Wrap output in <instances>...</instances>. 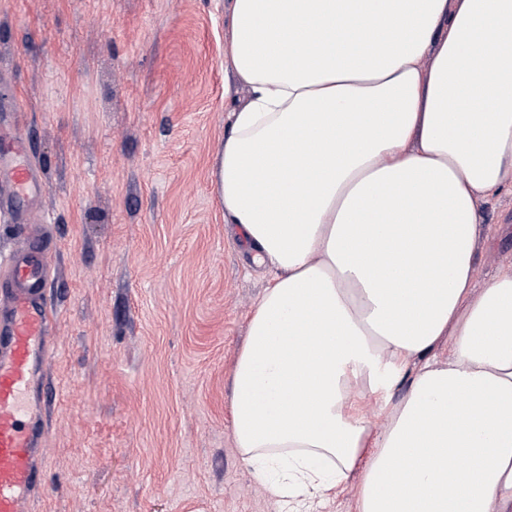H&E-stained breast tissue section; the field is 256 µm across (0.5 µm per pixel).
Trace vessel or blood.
<instances>
[{
  "instance_id": "vessel-or-blood-1",
  "label": "vessel or blood",
  "mask_w": 512,
  "mask_h": 512,
  "mask_svg": "<svg viewBox=\"0 0 512 512\" xmlns=\"http://www.w3.org/2000/svg\"><path fill=\"white\" fill-rule=\"evenodd\" d=\"M0 212L21 223L22 241L0 279V512H32L45 488L41 448L54 399L46 385L54 305L53 251L31 218L45 187L22 133L0 135Z\"/></svg>"
}]
</instances>
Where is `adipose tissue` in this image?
Masks as SVG:
<instances>
[{"label": "adipose tissue", "instance_id": "adipose-tissue-1", "mask_svg": "<svg viewBox=\"0 0 512 512\" xmlns=\"http://www.w3.org/2000/svg\"><path fill=\"white\" fill-rule=\"evenodd\" d=\"M225 21L246 98L212 182L274 272L233 372L245 461L294 499L361 467L358 512H512V265L475 285L479 204L512 193V0H228Z\"/></svg>", "mask_w": 512, "mask_h": 512}]
</instances>
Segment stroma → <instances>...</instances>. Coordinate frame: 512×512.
Returning a JSON list of instances; mask_svg holds the SVG:
<instances>
[{
  "mask_svg": "<svg viewBox=\"0 0 512 512\" xmlns=\"http://www.w3.org/2000/svg\"><path fill=\"white\" fill-rule=\"evenodd\" d=\"M225 0H0V123L48 185L56 396L34 512H287L232 433L264 267L224 222ZM478 285L512 264L481 202Z\"/></svg>",
  "mask_w": 512,
  "mask_h": 512,
  "instance_id": "1",
  "label": "stroma"
}]
</instances>
